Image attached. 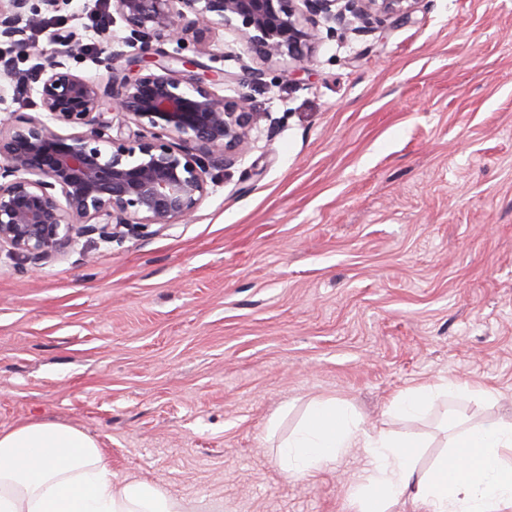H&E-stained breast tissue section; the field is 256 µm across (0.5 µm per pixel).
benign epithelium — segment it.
Listing matches in <instances>:
<instances>
[{"instance_id": "1", "label": "benign epithelium", "mask_w": 512, "mask_h": 512, "mask_svg": "<svg viewBox=\"0 0 512 512\" xmlns=\"http://www.w3.org/2000/svg\"><path fill=\"white\" fill-rule=\"evenodd\" d=\"M30 0H0V39L23 55L36 50L27 32L37 10ZM419 0H112L140 42L139 55L114 67L104 86L53 60L18 80L35 93L38 115L18 125L0 118V248L8 246L26 274L64 255L80 238L110 243L121 229L142 232L189 220L212 194L215 170L235 163L259 118L246 89L263 81L272 62H307L315 45L358 19L382 24L410 17ZM222 27L241 39L258 67L244 70L238 96L218 95L220 70L200 74L183 55L206 51ZM63 54L85 50L70 32ZM176 44L173 51L154 43ZM109 108L118 124L104 117ZM73 132L63 134L58 127ZM137 130H132V127Z\"/></svg>"}]
</instances>
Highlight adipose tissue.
<instances>
[{"instance_id":"adipose-tissue-1","label":"adipose tissue","mask_w":512,"mask_h":512,"mask_svg":"<svg viewBox=\"0 0 512 512\" xmlns=\"http://www.w3.org/2000/svg\"><path fill=\"white\" fill-rule=\"evenodd\" d=\"M368 448L357 477L355 512H387L412 490L415 512H512V423L468 429L424 474L414 460L420 437L371 434L340 404H316L279 451L281 468L308 474L350 448ZM183 501L144 481L113 483L97 441L59 422L0 430V512H186Z\"/></svg>"}]
</instances>
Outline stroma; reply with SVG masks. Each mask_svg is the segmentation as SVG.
I'll return each mask as SVG.
<instances>
[{"label": "stroma", "instance_id": "obj_1", "mask_svg": "<svg viewBox=\"0 0 512 512\" xmlns=\"http://www.w3.org/2000/svg\"><path fill=\"white\" fill-rule=\"evenodd\" d=\"M76 31L75 74L135 54L101 0H58L0 58L48 65ZM200 64L250 56L216 28ZM261 119L193 219L82 238L34 275L0 250V430L47 420L96 439L112 480L163 486L196 512H351L368 462L281 470L318 402L367 432L425 439L512 423V0H419L408 22L338 32L251 91ZM453 383L418 419L408 388ZM484 387L493 396L475 394Z\"/></svg>", "mask_w": 512, "mask_h": 512}]
</instances>
